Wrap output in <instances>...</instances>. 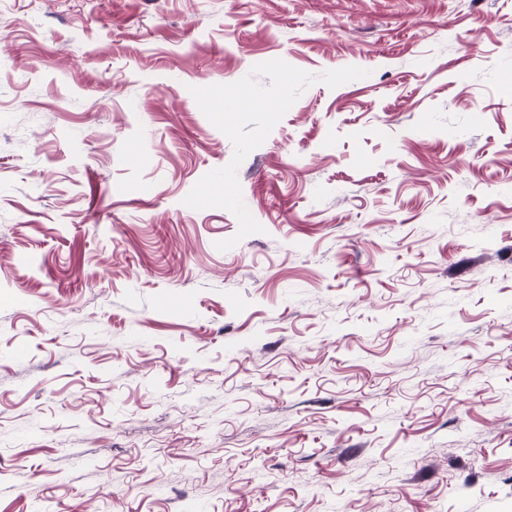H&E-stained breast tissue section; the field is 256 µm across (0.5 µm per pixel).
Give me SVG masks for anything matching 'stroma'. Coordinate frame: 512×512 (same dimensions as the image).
Segmentation results:
<instances>
[{
    "label": "stroma",
    "mask_w": 512,
    "mask_h": 512,
    "mask_svg": "<svg viewBox=\"0 0 512 512\" xmlns=\"http://www.w3.org/2000/svg\"><path fill=\"white\" fill-rule=\"evenodd\" d=\"M0 512H512V0H0Z\"/></svg>",
    "instance_id": "35a3bbf8"
}]
</instances>
